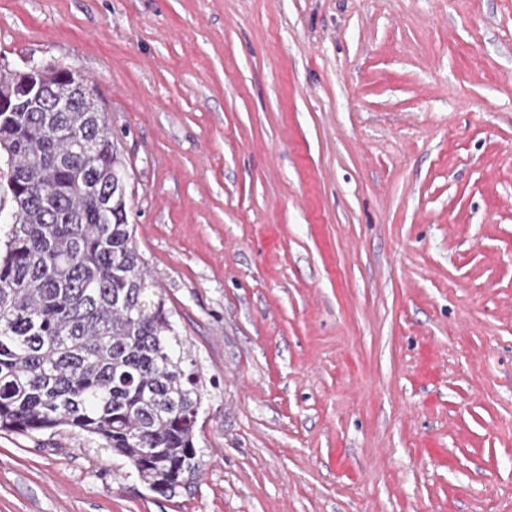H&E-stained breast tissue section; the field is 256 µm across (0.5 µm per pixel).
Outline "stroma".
<instances>
[{"instance_id":"1","label":"stroma","mask_w":512,"mask_h":512,"mask_svg":"<svg viewBox=\"0 0 512 512\" xmlns=\"http://www.w3.org/2000/svg\"><path fill=\"white\" fill-rule=\"evenodd\" d=\"M29 63L112 129L205 466L0 432V512H512V0H0Z\"/></svg>"}]
</instances>
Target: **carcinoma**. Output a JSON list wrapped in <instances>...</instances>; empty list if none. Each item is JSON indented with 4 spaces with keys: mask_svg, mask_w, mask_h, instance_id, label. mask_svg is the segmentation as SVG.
<instances>
[{
    "mask_svg": "<svg viewBox=\"0 0 512 512\" xmlns=\"http://www.w3.org/2000/svg\"><path fill=\"white\" fill-rule=\"evenodd\" d=\"M18 212L0 247V432L68 428L173 494L203 467V383L144 274L123 163L106 120L74 93L65 112H0Z\"/></svg>",
    "mask_w": 512,
    "mask_h": 512,
    "instance_id": "carcinoma-1",
    "label": "carcinoma"
}]
</instances>
